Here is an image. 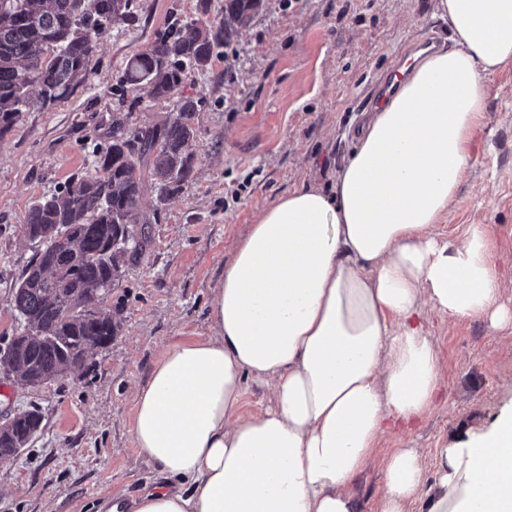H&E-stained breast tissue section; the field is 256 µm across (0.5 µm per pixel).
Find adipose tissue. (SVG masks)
Masks as SVG:
<instances>
[{"instance_id": "adipose-tissue-1", "label": "adipose tissue", "mask_w": 512, "mask_h": 512, "mask_svg": "<svg viewBox=\"0 0 512 512\" xmlns=\"http://www.w3.org/2000/svg\"><path fill=\"white\" fill-rule=\"evenodd\" d=\"M451 43L417 63L357 132L331 191L300 186L235 244L212 291V333L172 345L135 394L132 435L164 478L131 512H357L348 490L388 418H423L442 378L425 304L512 323L491 242L432 229L448 212L512 61V0H437ZM271 403L243 413L246 378ZM430 512H512V411L436 450ZM412 448L385 460L376 512L423 485Z\"/></svg>"}]
</instances>
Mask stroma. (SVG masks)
I'll return each instance as SVG.
<instances>
[{"label":"stroma","mask_w":512,"mask_h":512,"mask_svg":"<svg viewBox=\"0 0 512 512\" xmlns=\"http://www.w3.org/2000/svg\"><path fill=\"white\" fill-rule=\"evenodd\" d=\"M134 5V22H114L99 39L75 94L29 110L0 138V346L24 330L12 292L36 250L22 233L27 213L70 177L93 172L118 100H126L134 125L162 122L182 100L197 101L194 170L184 190L162 203L152 181L143 185L141 208L159 217L146 250L107 298L120 324L111 344L79 371L35 389L0 366V414H42L20 455L0 460V512H97L104 498L130 500L157 481L133 442L135 386L171 345L210 335V290L260 213L296 186L332 184L376 82L400 68L422 37L446 44L451 36L434 0H264L210 68L187 72L169 97L153 100L120 88L122 71L154 44L170 14L197 18L199 0ZM490 86L467 175L433 232L456 244L470 225H483L500 300L512 308V63ZM423 325L445 374L421 421H389L350 484L358 512H375L384 461L399 448L417 449L426 462V486L406 512H428L435 448L491 428L512 409V324L428 307Z\"/></svg>","instance_id":"35a3bbf8"}]
</instances>
